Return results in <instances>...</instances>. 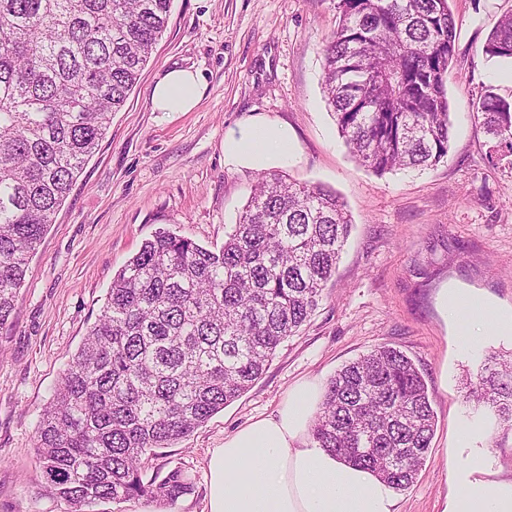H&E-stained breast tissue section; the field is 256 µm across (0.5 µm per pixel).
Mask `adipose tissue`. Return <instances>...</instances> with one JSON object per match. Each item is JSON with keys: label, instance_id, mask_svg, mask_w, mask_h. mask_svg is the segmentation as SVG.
<instances>
[{"label": "adipose tissue", "instance_id": "adipose-tissue-1", "mask_svg": "<svg viewBox=\"0 0 512 512\" xmlns=\"http://www.w3.org/2000/svg\"><path fill=\"white\" fill-rule=\"evenodd\" d=\"M203 91L197 71L170 70L152 89V109L191 111ZM292 154L287 128L272 122H255L224 138V162L230 166L261 170L287 163ZM442 309L452 320L470 317V325L457 331L462 350H470L476 337L488 331L512 335V309L493 308L461 289H452ZM321 400L317 381H301L274 416L225 437L209 459L206 512H397L395 489L312 441L309 425ZM477 439L468 428L457 437V463L442 512H512V479L499 477L476 448Z\"/></svg>", "mask_w": 512, "mask_h": 512}]
</instances>
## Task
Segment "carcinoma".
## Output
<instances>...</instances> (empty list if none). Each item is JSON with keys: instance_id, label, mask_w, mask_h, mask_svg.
Returning <instances> with one entry per match:
<instances>
[{"instance_id": "cac0c4a2", "label": "carcinoma", "mask_w": 512, "mask_h": 512, "mask_svg": "<svg viewBox=\"0 0 512 512\" xmlns=\"http://www.w3.org/2000/svg\"><path fill=\"white\" fill-rule=\"evenodd\" d=\"M171 0H0V327L51 216L136 86ZM323 92L352 156L377 175L427 169L449 147L445 76L456 53L449 0H338ZM512 60V14L484 45ZM512 155V100L475 102ZM353 223L322 184L259 174L219 249L159 231L117 271L107 302L36 432L46 490L70 512L192 490L146 456L189 436L261 378L323 299ZM466 399L512 423V355L490 356ZM435 415L403 351L378 347L330 378L310 425L318 447L398 491L423 466Z\"/></svg>"}]
</instances>
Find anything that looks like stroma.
<instances>
[{
  "label": "stroma",
  "mask_w": 512,
  "mask_h": 512,
  "mask_svg": "<svg viewBox=\"0 0 512 512\" xmlns=\"http://www.w3.org/2000/svg\"><path fill=\"white\" fill-rule=\"evenodd\" d=\"M457 53L448 71V156L426 170L373 174L353 158L322 92L323 45L336 0H172L168 27L140 81L53 217L0 327V512H69L46 492L35 448L42 409L100 314L116 271L167 229L219 247L250 199L258 171L224 163V137L253 121L286 126L289 180L336 190L353 217L335 278L300 332L280 345L262 377L188 437L155 449L150 472L182 468L191 493L170 512H204L212 449L250 420L273 414L301 379L327 384L382 345L423 373L435 434L398 512H442L455 435L482 429L481 447L512 476V426L465 399L462 381L512 341L479 337L459 348L440 306L460 288L512 306V156L498 151L473 104L485 86L512 98V61L483 46L512 0H451ZM205 83L190 112H156V79L178 68Z\"/></svg>",
  "instance_id": "35a3bbf8"
}]
</instances>
